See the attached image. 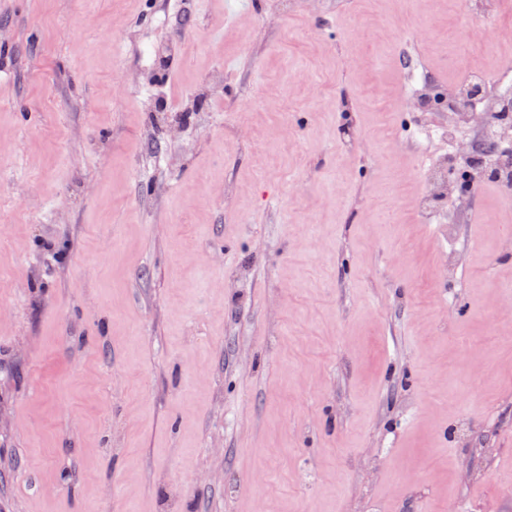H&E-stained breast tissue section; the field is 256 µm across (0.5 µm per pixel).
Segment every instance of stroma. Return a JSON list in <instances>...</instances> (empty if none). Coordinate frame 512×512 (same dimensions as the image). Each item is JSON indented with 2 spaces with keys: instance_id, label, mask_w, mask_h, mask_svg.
<instances>
[{
  "instance_id": "35a3bbf8",
  "label": "stroma",
  "mask_w": 512,
  "mask_h": 512,
  "mask_svg": "<svg viewBox=\"0 0 512 512\" xmlns=\"http://www.w3.org/2000/svg\"><path fill=\"white\" fill-rule=\"evenodd\" d=\"M407 59L512 0H0V512H512V198L419 218Z\"/></svg>"
}]
</instances>
